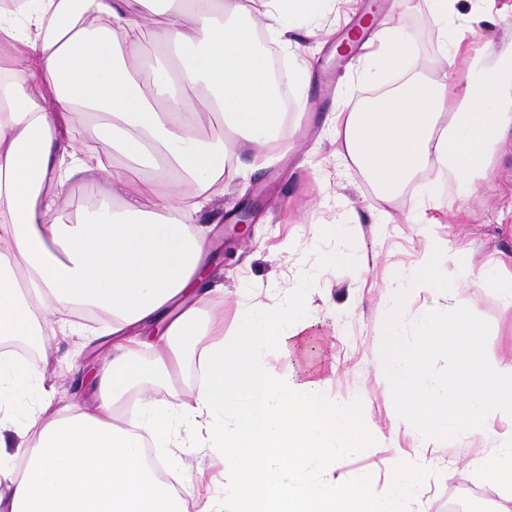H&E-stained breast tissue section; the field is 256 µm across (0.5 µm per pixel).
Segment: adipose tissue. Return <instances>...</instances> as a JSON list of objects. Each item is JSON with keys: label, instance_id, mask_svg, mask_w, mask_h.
<instances>
[{"label": "adipose tissue", "instance_id": "obj_1", "mask_svg": "<svg viewBox=\"0 0 512 512\" xmlns=\"http://www.w3.org/2000/svg\"><path fill=\"white\" fill-rule=\"evenodd\" d=\"M16 2L0 7V512H411L428 453L456 432L497 441L473 465L497 490V512H512V360L485 353L465 300L444 318L405 314L407 294L458 286L432 247L383 289L381 380L410 445L393 449L378 491L370 473L333 475L374 441L359 412L324 396L320 372L278 375L264 362L268 350L307 344L303 288L240 304L229 342L224 309L211 305L209 229L193 217L259 167L284 119L252 19L281 41L288 21L318 19L330 0ZM157 46L175 58L152 71L161 102L138 83ZM395 71L406 76L400 87L331 118L337 156L381 196L427 170L465 199L512 127V52L483 46L453 97L458 72L424 74L391 18L359 76ZM204 112L221 117V135L197 137ZM90 128L107 136L92 152L81 141ZM134 165L157 175L113 197L106 184H126ZM75 180L90 205L71 219L57 202ZM67 334L109 337L112 355L94 368V409L73 400L50 418V399L28 403L36 370L12 347ZM439 351L456 365L432 391ZM190 357L203 375L185 402L176 374ZM146 385L167 399H148ZM185 448L217 460L220 475L200 467L169 483L163 473Z\"/></svg>", "mask_w": 512, "mask_h": 512}]
</instances>
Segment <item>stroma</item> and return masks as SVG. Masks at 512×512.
Wrapping results in <instances>:
<instances>
[{
  "label": "stroma",
  "mask_w": 512,
  "mask_h": 512,
  "mask_svg": "<svg viewBox=\"0 0 512 512\" xmlns=\"http://www.w3.org/2000/svg\"><path fill=\"white\" fill-rule=\"evenodd\" d=\"M454 22L475 30L474 45L512 44V0H455ZM430 0H336L315 22H295V38L312 65L305 79L293 77L290 50L276 40L266 52L282 76L286 118L267 151L261 168L225 186L222 199L197 213V223L210 226L212 268L224 284V332L233 334L237 301L243 289L257 300L271 302L287 288L308 281L307 299L315 321L307 347L292 353L274 349L267 356L277 373L323 369L326 396L353 403L377 436L376 447L339 463L335 475L352 480L371 472L376 483L389 473L388 449L407 446L409 438L395 433L393 408L380 381L382 329L389 303L384 284L414 264L426 242L437 254L448 244L463 241L466 252L450 254L452 265L466 270L500 266L512 275V128L491 155L487 176L465 201L454 202L446 223L424 224L412 203L435 192L431 172L419 173L391 198H381L373 184L350 160L337 156L330 118L378 96L374 84L357 74L358 52L334 55L359 21L370 31L382 28L389 15H398L419 66L441 60L444 48L429 23ZM389 223H382V214ZM342 221L344 238L319 232L322 224ZM246 222L245 239L230 233ZM340 250L342 264L318 269L319 257ZM484 323L488 355L512 357V314L504 311L494 289L459 288ZM105 342L79 336L48 339L44 348L28 354L42 389L53 396L54 407L74 398L93 406L89 373L108 351ZM495 442L477 435L453 434L442 439L434 454L431 477L416 512H494L497 497L472 461L487 454Z\"/></svg>",
  "instance_id": "35a3bbf8"
}]
</instances>
